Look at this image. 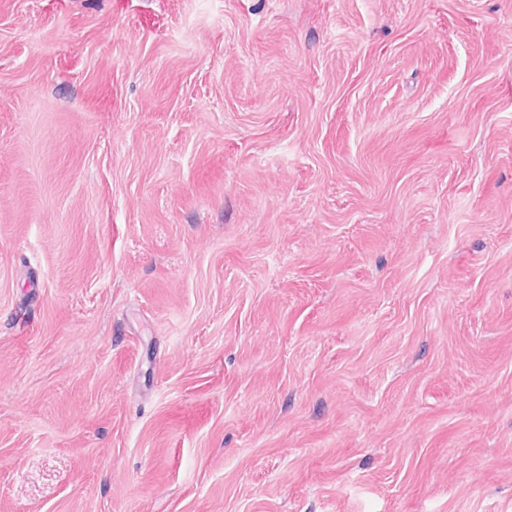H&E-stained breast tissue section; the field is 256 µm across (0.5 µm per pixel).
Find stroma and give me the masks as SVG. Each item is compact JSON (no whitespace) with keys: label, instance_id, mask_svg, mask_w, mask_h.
I'll use <instances>...</instances> for the list:
<instances>
[{"label":"stroma","instance_id":"1","mask_svg":"<svg viewBox=\"0 0 512 512\" xmlns=\"http://www.w3.org/2000/svg\"><path fill=\"white\" fill-rule=\"evenodd\" d=\"M0 512H512V0H0Z\"/></svg>","mask_w":512,"mask_h":512}]
</instances>
